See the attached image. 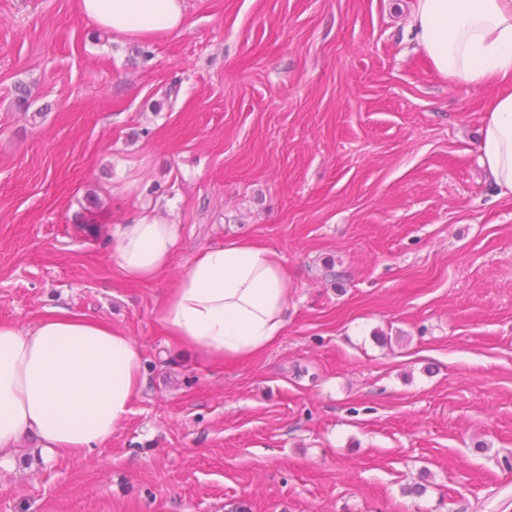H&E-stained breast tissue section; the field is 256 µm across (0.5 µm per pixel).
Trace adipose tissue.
<instances>
[{
  "instance_id": "obj_1",
  "label": "adipose tissue",
  "mask_w": 512,
  "mask_h": 512,
  "mask_svg": "<svg viewBox=\"0 0 512 512\" xmlns=\"http://www.w3.org/2000/svg\"><path fill=\"white\" fill-rule=\"evenodd\" d=\"M82 15L117 38L179 31L185 0H80ZM418 50L435 71L485 89L478 156L500 196L512 198V0H412ZM182 227L144 208L113 230L121 276L148 283L168 268ZM288 277L275 251L229 238L201 250L166 297L163 322L177 342L216 359L263 352L288 321ZM141 354L112 325L57 307L21 328L0 321V468L34 439L42 453L74 456L105 443L140 389Z\"/></svg>"
}]
</instances>
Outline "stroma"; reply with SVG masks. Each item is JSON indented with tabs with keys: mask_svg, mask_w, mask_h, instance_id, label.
<instances>
[{
	"mask_svg": "<svg viewBox=\"0 0 512 512\" xmlns=\"http://www.w3.org/2000/svg\"><path fill=\"white\" fill-rule=\"evenodd\" d=\"M404 2L186 0L140 43L0 0V321L104 320L143 374L98 448L0 469V512H512V200L485 91L432 68ZM146 203L182 241L132 284L111 230ZM228 238L276 251L290 311L218 363L162 301Z\"/></svg>",
	"mask_w": 512,
	"mask_h": 512,
	"instance_id": "35a3bbf8",
	"label": "stroma"
}]
</instances>
